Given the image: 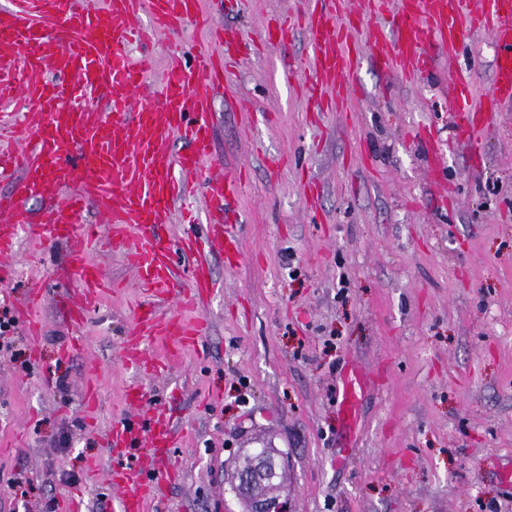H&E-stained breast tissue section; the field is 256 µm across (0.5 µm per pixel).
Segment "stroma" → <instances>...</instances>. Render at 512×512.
<instances>
[{
	"label": "stroma",
	"instance_id": "stroma-1",
	"mask_svg": "<svg viewBox=\"0 0 512 512\" xmlns=\"http://www.w3.org/2000/svg\"><path fill=\"white\" fill-rule=\"evenodd\" d=\"M302 2L228 11L201 0L241 36L242 61L213 93L212 156L199 172L245 176L224 223L241 253L183 255L181 220L167 225L179 273L205 260L215 286L199 310L171 301L159 314L204 321L206 358L184 351L156 376L126 363L147 293L118 253L89 252L119 287L79 327L66 322L77 288L68 243L22 233L0 258V304L18 314L45 295L38 340L18 333L28 364L0 358V512H59L70 498L81 512H119L108 436L157 407L187 440L151 512H244L234 461L266 445L288 470L289 512H512L500 476L512 464V109L470 135L447 105L452 69L489 94L492 38L479 34L427 78L389 77L363 58L362 97L315 118L301 82L278 78L288 62L307 74V32L263 46L267 18ZM352 16L363 47L386 26L365 0H340L337 20ZM353 367L366 383L348 416Z\"/></svg>",
	"mask_w": 512,
	"mask_h": 512
}]
</instances>
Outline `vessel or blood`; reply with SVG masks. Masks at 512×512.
<instances>
[{
	"label": "vessel or blood",
	"instance_id": "b4317fda",
	"mask_svg": "<svg viewBox=\"0 0 512 512\" xmlns=\"http://www.w3.org/2000/svg\"><path fill=\"white\" fill-rule=\"evenodd\" d=\"M331 3L307 0L298 16L266 22L271 45L307 28L312 67L306 99L317 109L328 84L336 88L335 103H346L360 58L350 25L335 22ZM366 10L387 17L386 36L372 42L376 66L399 76L432 71L431 46L452 52L478 33H490L496 49L490 96L475 102L471 75L454 71L448 75V110L473 129L486 114L512 105V0H479L473 11L463 0H368ZM143 14L150 18L146 29L134 24ZM201 17L199 0H0V111L28 114L27 123L12 126V147L0 148V179L13 183L10 191L0 192V257L11 253L22 228L41 243L70 242L69 264L84 297L69 314L78 325L104 286L100 268L87 259V247L97 240L99 224L111 225V248L124 249L150 296L139 315L138 339L160 336L176 348L198 351L204 348L202 326L159 320L153 301L166 296L196 306L213 286L199 262L189 290H182L161 234L175 202L195 192L192 178L213 140L212 93L237 60L239 35L222 27L216 31L222 55L205 49L187 54L178 29ZM160 36L169 39L170 50L157 108L137 95L152 69L150 56L134 60L128 50ZM177 137L190 149L176 157L171 145ZM244 186L240 179L219 180L208 184L205 197L221 212ZM31 196L45 202L39 213L25 206ZM89 212L95 223H82ZM184 436L178 423L160 413L113 428L109 444L126 461L108 472L107 482L121 495V512H148L175 477L171 450ZM143 442L161 459L150 471L130 461Z\"/></svg>",
	"mask_w": 512,
	"mask_h": 512
}]
</instances>
